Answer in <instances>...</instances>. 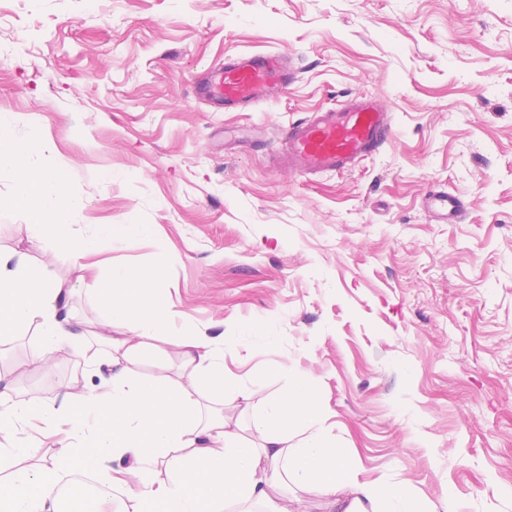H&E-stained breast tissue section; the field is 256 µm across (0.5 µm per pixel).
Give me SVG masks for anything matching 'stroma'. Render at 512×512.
Instances as JSON below:
<instances>
[{"mask_svg":"<svg viewBox=\"0 0 512 512\" xmlns=\"http://www.w3.org/2000/svg\"><path fill=\"white\" fill-rule=\"evenodd\" d=\"M236 51L293 54L302 78L210 111L198 73ZM349 93L390 104L389 143L341 175L273 167L283 126ZM1 113L84 200L73 237L121 229L98 287L155 271L176 331L237 337L224 368L258 397L305 380L360 480L512 512V0H0ZM14 187L0 161V249L48 267L89 333L82 355H45L33 325L0 340L16 395L50 404L97 382L103 308ZM434 189L467 218L430 217Z\"/></svg>","mask_w":512,"mask_h":512,"instance_id":"1","label":"stroma"}]
</instances>
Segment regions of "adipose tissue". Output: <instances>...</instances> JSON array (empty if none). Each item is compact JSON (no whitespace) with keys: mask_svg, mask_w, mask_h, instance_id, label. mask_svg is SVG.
Instances as JSON below:
<instances>
[{"mask_svg":"<svg viewBox=\"0 0 512 512\" xmlns=\"http://www.w3.org/2000/svg\"><path fill=\"white\" fill-rule=\"evenodd\" d=\"M0 124V156L15 168V202L25 209L29 229L49 238L54 249L81 255L100 241L120 243L113 225L77 240L67 227L84 205L69 196L61 179L31 159L30 145L8 139ZM153 272L124 266L112 272V285L99 289L108 318L103 340L110 348L97 384L66 385L59 404L36 394L11 396L13 382L0 373V459L30 457L0 479V512H63L55 487L75 455L92 449L105 475L96 494L71 500L64 512H104L118 489L136 479L132 512H224L227 504H257L261 512H300L299 492L316 487L336 512H452L421 507L403 483L359 481L356 464L320 427L323 410L309 385L288 383L279 398L255 399L240 379L224 372V355L213 338L190 331L173 333L175 315L151 295ZM36 325L45 352L81 349L86 332L63 311V286L47 270L28 271L25 257L0 252V335ZM168 346L182 373L143 379L136 372L141 354ZM225 403H250V436L242 438L223 411L207 407L210 393ZM303 422L316 430L302 441L293 433ZM52 438L58 453L51 464L36 462L28 435ZM123 460L113 468L111 460Z\"/></svg>","mask_w":512,"mask_h":512,"instance_id":"adipose-tissue-1","label":"adipose tissue"}]
</instances>
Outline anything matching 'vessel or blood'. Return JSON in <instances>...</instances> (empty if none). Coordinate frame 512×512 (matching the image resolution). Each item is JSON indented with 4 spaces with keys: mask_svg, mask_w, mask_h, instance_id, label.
<instances>
[{
    "mask_svg": "<svg viewBox=\"0 0 512 512\" xmlns=\"http://www.w3.org/2000/svg\"><path fill=\"white\" fill-rule=\"evenodd\" d=\"M297 79L292 55L237 53L204 70L195 95L214 111L243 112L270 101ZM392 127V109L385 100L354 96L341 107L284 127L275 149L276 164L300 174L342 173L372 156ZM422 205L430 216L446 223L459 222L466 213L464 203L445 192H428Z\"/></svg>",
    "mask_w": 512,
    "mask_h": 512,
    "instance_id": "vessel-or-blood-1",
    "label": "vessel or blood"
}]
</instances>
